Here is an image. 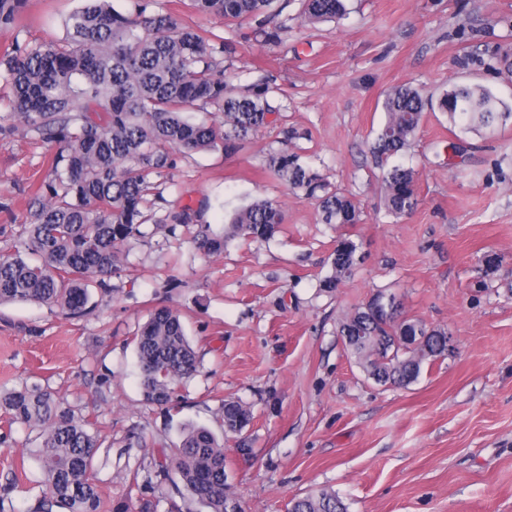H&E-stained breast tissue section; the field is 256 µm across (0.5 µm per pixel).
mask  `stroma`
<instances>
[{
  "label": "stroma",
  "instance_id": "stroma-1",
  "mask_svg": "<svg viewBox=\"0 0 512 512\" xmlns=\"http://www.w3.org/2000/svg\"><path fill=\"white\" fill-rule=\"evenodd\" d=\"M80 3L26 0L14 25L0 29V53L61 39ZM346 4V16L307 26L299 0H276L288 30L266 43L254 21L228 26L183 0H155V9L223 38L225 77L266 80L280 112L234 154H174L163 195L217 230L255 199L276 201L285 222L274 239L235 241L207 259L184 231L158 233L132 244L111 299L86 317L0 306V391L37 385L75 415L94 414L105 502L155 498L166 512L159 496L169 481L138 487L132 471L159 448H177L186 426L222 434L221 403L235 398L254 416L253 461L227 456L244 512H288L293 498L322 488L348 512H512V121L492 134H455L445 114L426 113L403 157L417 172L418 204L398 217L380 205L369 153L393 86L410 82L437 98L479 83L512 103V75L496 66L512 54V0ZM471 51L483 65L461 67ZM290 129L313 169L359 201L361 223H321L312 201L266 173ZM53 153L25 131L0 134V251L12 245ZM342 237L359 243L364 261L336 293L319 292ZM486 252L501 258L489 275L479 262ZM379 289L454 340L405 388L366 379L339 334L341 318ZM160 306L181 314L203 357L172 413L144 400L128 343ZM13 474L28 490L13 512H28L43 488L36 433L0 421V485Z\"/></svg>",
  "mask_w": 512,
  "mask_h": 512
}]
</instances>
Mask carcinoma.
<instances>
[{"label": "carcinoma", "mask_w": 512, "mask_h": 512, "mask_svg": "<svg viewBox=\"0 0 512 512\" xmlns=\"http://www.w3.org/2000/svg\"><path fill=\"white\" fill-rule=\"evenodd\" d=\"M188 2L195 12L220 16L226 24L254 18L267 41L287 28L284 20L273 23L275 0ZM24 5L0 0V28L13 25ZM151 7L152 0H131L128 10L118 11L112 0H87L68 16L65 38L0 56V80L12 93L0 113V134L21 126L56 146L51 179L33 193L13 251L0 254V304L45 305L73 319L86 315L95 307L94 294L112 296L110 280L123 271L129 246L145 237L146 225L166 235L185 228L194 249L207 258L223 254L237 239L270 240L279 232L283 211L268 199L235 210L220 234L189 205L162 217L148 206L151 194L165 202L158 187L173 153L188 156L219 145L232 153L275 115L263 81L234 87L224 79V42ZM346 13V0H301V16L309 23ZM209 106L222 112L223 128L191 117ZM382 108L386 120L370 153L382 170L381 202L393 215L418 202L415 170L390 160L409 148L425 112H444L449 125L477 133L512 118V104L480 84L452 86L436 101L411 84L397 85L385 93ZM267 166L273 177L315 202L321 223H360L357 203L330 190L298 152L274 151ZM362 261L353 239H339L319 290L335 292ZM401 308L395 294L378 291L339 323L351 356L379 385L406 387L425 366L448 355V329L403 317ZM132 343L145 400L177 408L179 383L199 366L180 316L169 308L154 310ZM0 418L38 430L45 491L29 512H156L151 499L105 506L94 467L102 443L91 432L93 423L75 416L50 390L35 385L0 391ZM221 418L225 436L249 461L253 449L240 443L253 419L250 407L227 399ZM143 471L148 484L154 476H176L168 512H184L188 500L209 512H229L232 504L243 512L228 479L224 443L206 427L185 430L178 448L160 449ZM289 512L348 507L336 492L323 489L292 499Z\"/></svg>", "instance_id": "carcinoma-1"}]
</instances>
